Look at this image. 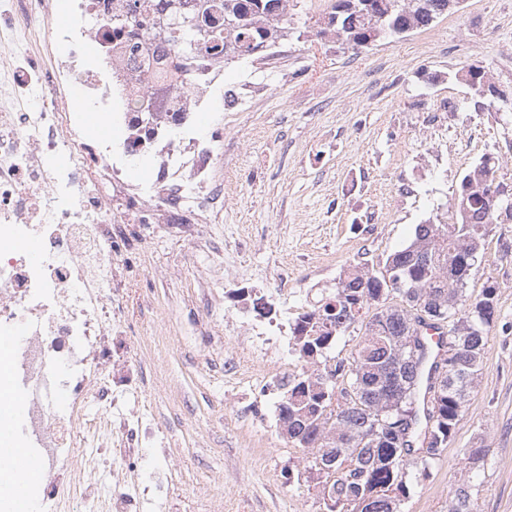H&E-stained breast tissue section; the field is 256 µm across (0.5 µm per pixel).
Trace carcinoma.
<instances>
[{
    "instance_id": "1",
    "label": "carcinoma",
    "mask_w": 512,
    "mask_h": 512,
    "mask_svg": "<svg viewBox=\"0 0 512 512\" xmlns=\"http://www.w3.org/2000/svg\"><path fill=\"white\" fill-rule=\"evenodd\" d=\"M170 13L167 32L177 66L202 51L224 53V63L258 58L262 38L287 41L295 35L288 20V0H126L124 14L112 19L117 31L141 26L155 11ZM448 13V0H331L315 36L343 46L374 43L388 36L427 28ZM496 169L485 157L461 179L457 192L458 222L418 224L407 246L388 254L382 270L356 265L339 280L336 292L298 315L291 332L292 349L335 370L355 369L352 379L369 410L349 416L363 446L350 448L320 429L333 397H342L344 381L296 374L280 380L277 417L288 416V445L327 448L336 456V478L322 512H348L356 499H368L369 512H400L410 494V478L432 476L464 415L460 384L480 371L494 324L497 288L486 282L480 291L455 279L459 259L478 253L494 223L501 195ZM428 300L435 314L416 319L424 333L415 353L402 348L410 324L399 305L412 309ZM441 336L432 345L428 331ZM356 343L347 356L337 351L345 333ZM462 342L459 358L448 359ZM450 512H477L470 487L456 490Z\"/></svg>"
}]
</instances>
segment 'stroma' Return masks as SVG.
<instances>
[{"instance_id": "obj_1", "label": "stroma", "mask_w": 512, "mask_h": 512, "mask_svg": "<svg viewBox=\"0 0 512 512\" xmlns=\"http://www.w3.org/2000/svg\"><path fill=\"white\" fill-rule=\"evenodd\" d=\"M328 5L289 11L302 37L287 53L224 67L249 108L200 119L203 136L223 139L222 219L199 237L130 224L112 242L133 340L113 348L112 381L137 392L133 415L167 445V512H319L300 477L308 453L288 446L275 412L278 377L307 365L285 336L242 351L252 328L226 285L296 318L350 266L406 246L416 225L456 223V190L484 157L512 203V0H465L359 51L317 38ZM473 66L490 71L492 104L467 84ZM487 281L498 304L482 369L437 470L401 512H449L461 486L478 512H512V210H499L468 286Z\"/></svg>"}]
</instances>
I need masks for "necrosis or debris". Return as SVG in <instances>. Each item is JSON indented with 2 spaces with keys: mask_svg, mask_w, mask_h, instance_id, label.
Segmentation results:
<instances>
[{
  "mask_svg": "<svg viewBox=\"0 0 512 512\" xmlns=\"http://www.w3.org/2000/svg\"><path fill=\"white\" fill-rule=\"evenodd\" d=\"M112 8L0 0V335L19 339L8 380L23 410L16 437L39 463L37 477L13 490L38 512H165L157 488L121 466L153 434L133 421L127 391L107 372L112 343L128 336L110 241L128 224L196 235L220 219L224 184L196 118L216 100L242 103L212 54L154 87L153 67L170 56L165 19L117 37ZM89 110L108 129L122 114L124 126L89 134ZM145 110L156 117L148 138L134 126ZM145 151L155 173L130 184L124 160Z\"/></svg>",
  "mask_w": 512,
  "mask_h": 512,
  "instance_id": "necrosis-or-debris-1",
  "label": "necrosis or debris"
}]
</instances>
